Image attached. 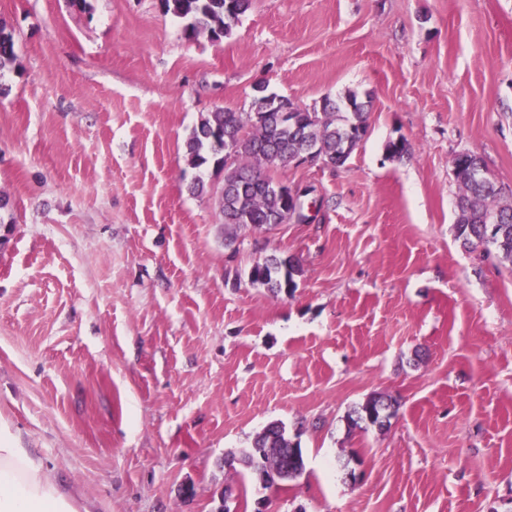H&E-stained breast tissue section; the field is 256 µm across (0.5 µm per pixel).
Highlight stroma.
Segmentation results:
<instances>
[{
	"instance_id": "stroma-1",
	"label": "stroma",
	"mask_w": 512,
	"mask_h": 512,
	"mask_svg": "<svg viewBox=\"0 0 512 512\" xmlns=\"http://www.w3.org/2000/svg\"><path fill=\"white\" fill-rule=\"evenodd\" d=\"M0 22V430L95 512H512V263L457 240L451 175L475 152L512 194V0H253L218 42L160 0ZM260 88L370 93L369 129L273 169L308 222L231 240L186 141ZM272 255L294 290L251 283ZM377 393L389 427L348 430ZM273 421L282 489L224 463Z\"/></svg>"
}]
</instances>
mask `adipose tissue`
<instances>
[{"label": "adipose tissue", "mask_w": 512, "mask_h": 512, "mask_svg": "<svg viewBox=\"0 0 512 512\" xmlns=\"http://www.w3.org/2000/svg\"><path fill=\"white\" fill-rule=\"evenodd\" d=\"M92 504L63 486L28 449L0 432V512H92Z\"/></svg>", "instance_id": "obj_1"}]
</instances>
